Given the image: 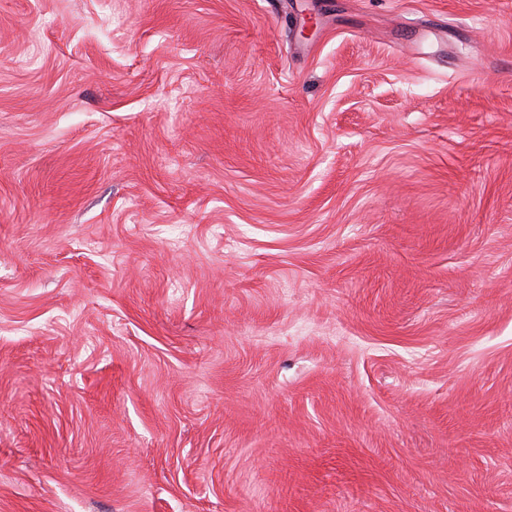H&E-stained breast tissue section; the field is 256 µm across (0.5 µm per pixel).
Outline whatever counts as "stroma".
Instances as JSON below:
<instances>
[{
  "label": "stroma",
  "instance_id": "stroma-1",
  "mask_svg": "<svg viewBox=\"0 0 512 512\" xmlns=\"http://www.w3.org/2000/svg\"><path fill=\"white\" fill-rule=\"evenodd\" d=\"M0 512H512V0H0Z\"/></svg>",
  "mask_w": 512,
  "mask_h": 512
}]
</instances>
